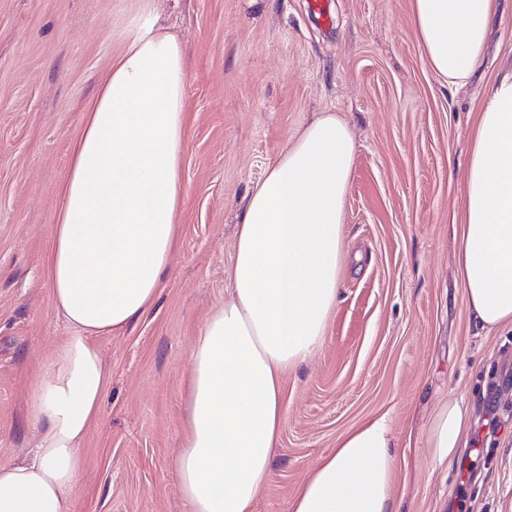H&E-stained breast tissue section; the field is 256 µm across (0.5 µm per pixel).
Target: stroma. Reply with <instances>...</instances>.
Instances as JSON below:
<instances>
[{"mask_svg": "<svg viewBox=\"0 0 512 512\" xmlns=\"http://www.w3.org/2000/svg\"><path fill=\"white\" fill-rule=\"evenodd\" d=\"M0 0V462L32 448L31 383L67 334L44 275L72 145L122 32L158 16L185 50L189 124L179 242L152 309L98 344L111 374L74 512H189L172 458L190 351L224 301L245 199L314 117L350 125V258L323 348L288 374L286 425L254 512H289L321 456L386 415L399 512H512V325L480 330L458 273L468 151L486 87L512 61L501 0L476 76L430 69L412 0ZM468 445L423 451L448 397Z\"/></svg>", "mask_w": 512, "mask_h": 512, "instance_id": "35a3bbf8", "label": "stroma"}]
</instances>
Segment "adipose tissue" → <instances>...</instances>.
<instances>
[{
    "label": "adipose tissue",
    "instance_id": "obj_1",
    "mask_svg": "<svg viewBox=\"0 0 512 512\" xmlns=\"http://www.w3.org/2000/svg\"><path fill=\"white\" fill-rule=\"evenodd\" d=\"M496 0H413L433 72L467 83ZM178 38L148 15L126 34L76 140L60 192L46 277L70 326L32 384L35 448L0 464V512H73L83 445L110 383L97 339L151 309L177 240L187 124ZM349 124L311 121L252 189L233 243L230 288L189 356L182 441L173 460L189 512H253L286 423L283 384L322 347L348 251ZM458 268L478 326L512 324V69L489 87L470 145ZM468 421L434 412L425 448L453 461ZM386 417L342 434L295 491L290 512H397Z\"/></svg>",
    "mask_w": 512,
    "mask_h": 512
}]
</instances>
